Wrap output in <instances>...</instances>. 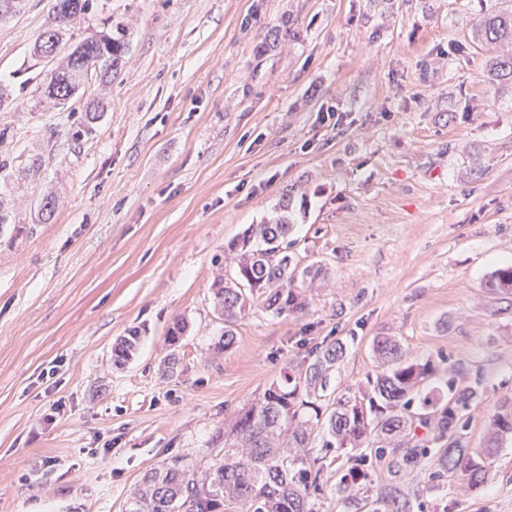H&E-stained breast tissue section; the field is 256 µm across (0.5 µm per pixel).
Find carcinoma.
<instances>
[{"mask_svg":"<svg viewBox=\"0 0 512 512\" xmlns=\"http://www.w3.org/2000/svg\"><path fill=\"white\" fill-rule=\"evenodd\" d=\"M89 0H61L53 6L52 28L48 33L62 43L69 25L85 13ZM474 40L496 48L490 59L491 72L497 77H512V8L504 6L483 17L473 27ZM126 44L123 34H91L84 37L57 68L47 84L45 96L57 103L70 99L91 71L110 74L122 64ZM292 225L282 216L266 224H256L232 241L228 249L236 253L234 278L244 288L228 287V277L217 274L210 284L214 307L224 319L222 347L234 343L231 326L259 300L265 309L288 314L305 306L296 279L315 281L323 271L315 263L296 272ZM493 292L512 290V266L497 270L487 283ZM139 344L135 329L112 348L114 363L130 360ZM373 351L382 370L368 383L332 403L329 412L308 396L328 388L329 371L342 356V347L326 348L307 367L304 377L289 376L273 382L263 395L241 408L229 430L224 432V447L219 449L205 475H198L190 463L176 458L147 473L127 501L126 512H317L315 504L323 492V465L310 458L312 420L325 418L330 440L325 447L361 449L359 463L340 476V484L361 485L368 475L370 461L381 457L387 448L398 453L395 474L408 477L431 463L442 473L461 470L469 485L482 480L483 463L473 459L456 434L457 407L481 399L479 383L458 391L454 402H442L439 387L434 386L422 404L437 415L439 438L452 442L435 451L427 448L408 418L402 413L407 397L433 372L429 363L403 359L400 346L390 337H379ZM501 433L512 432V405H503L494 416ZM410 512V499L400 488L370 502L368 512Z\"/></svg>","mask_w":512,"mask_h":512,"instance_id":"1","label":"carcinoma"}]
</instances>
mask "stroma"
I'll list each match as a JSON object with an SVG mask.
<instances>
[{
    "label": "stroma",
    "instance_id": "obj_1",
    "mask_svg": "<svg viewBox=\"0 0 512 512\" xmlns=\"http://www.w3.org/2000/svg\"><path fill=\"white\" fill-rule=\"evenodd\" d=\"M89 3L71 42L121 26L124 63L60 106L42 94L56 60L32 54L55 0L0 9V512H125L171 458L207 469L238 410L327 346L331 389L365 386L378 336L483 389L458 422L482 483L418 471L412 512H512V436L493 440L512 292L485 286L512 264V78L472 34L504 0ZM283 214L296 261L325 273L305 308L254 304L218 350L212 276ZM311 445L320 512L395 482L384 458L342 489L355 451L318 426ZM139 332L135 329L129 331L128 336H124L112 348V359L114 363L122 365L130 360L139 344Z\"/></svg>",
    "mask_w": 512,
    "mask_h": 512
}]
</instances>
